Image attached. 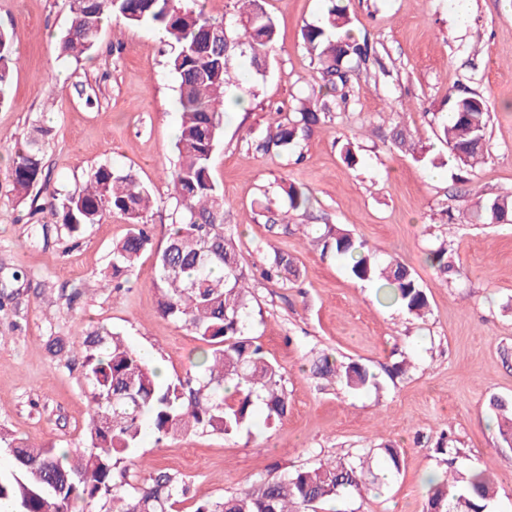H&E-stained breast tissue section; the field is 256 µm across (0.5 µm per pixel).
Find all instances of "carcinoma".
<instances>
[{"label":"carcinoma","instance_id":"1","mask_svg":"<svg viewBox=\"0 0 512 512\" xmlns=\"http://www.w3.org/2000/svg\"><path fill=\"white\" fill-rule=\"evenodd\" d=\"M230 24L209 17L186 0H70L68 27L59 42L60 54L80 60L93 50L111 19L116 25H146L160 31L171 47L167 65L177 76L180 130L169 169L168 202L172 228L157 249L152 287L166 319L178 322L207 345L185 374L159 381L154 366L122 337L105 327L76 334L69 346L88 387L90 412L84 447L33 448L0 432V446L9 450L15 467L0 472V502L12 512H86L99 505L104 512H171L186 498L188 482L167 472L150 473L133 483L126 462L146 434L160 443L192 430L236 436L251 433L257 409L267 423L280 421L289 410L283 374L262 346L247 335L252 293L239 259L234 233L224 224V193L211 175L216 146L224 134L225 103L236 99L242 72L255 86L265 75L268 53L277 45L278 29L264 0H234ZM350 17L340 0H327L321 19L302 29V38L317 61L323 85L300 99L284 120H274L255 149L296 151L318 125L334 119L331 101H345L353 80L377 62L367 38L349 29ZM15 58L10 33L0 31V100ZM448 117L433 130L448 148L459 172L482 166L490 151L487 100L458 89L448 93ZM50 128L32 124L24 147L13 158V190L30 194L41 179L43 150ZM288 209L307 208L310 195L290 183L282 188ZM153 203L150 189L130 171L100 165L65 194H50L45 209L69 233L100 224L117 213L132 225L112 249L113 289L152 246L146 214ZM471 222H512V192L477 197ZM314 241L346 261L353 277L378 284L384 296L409 315L422 317L428 298L411 270L397 260L379 261L364 241L333 224L316 229ZM448 243L426 253L427 262L453 283L456 270ZM261 275L286 283L299 275L295 259L285 251L266 253ZM313 375L336 378L360 390L375 375L351 361L320 356ZM496 426L512 447V410L493 398ZM364 461L325 459L283 476H269L220 501H204L194 512H317L325 501L366 486ZM495 494L482 473H457L430 480L425 512H493Z\"/></svg>","mask_w":512,"mask_h":512}]
</instances>
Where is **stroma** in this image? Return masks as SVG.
Returning a JSON list of instances; mask_svg holds the SVG:
<instances>
[{
	"label": "stroma",
	"mask_w": 512,
	"mask_h": 512,
	"mask_svg": "<svg viewBox=\"0 0 512 512\" xmlns=\"http://www.w3.org/2000/svg\"><path fill=\"white\" fill-rule=\"evenodd\" d=\"M280 41L257 88L242 85L243 111L231 114L212 161L227 202L240 260L255 279L248 329L281 368L290 402L280 422L228 437L188 432L155 444L146 439L128 463L131 476L166 470L191 485L175 512L197 500L234 495L268 474H286L324 455H366L377 489L322 504L319 512H423L431 478L447 469L437 451L451 435L452 467L494 482L496 512H512V448L502 443L491 397L512 398V224H470L475 194L512 192V0H350L353 31L368 36L383 69H370L336 117L313 130L297 154H261L252 141L278 115L322 83L301 39L325 0H266ZM69 0H0V30L14 35L18 65L0 104V431L37 447L78 448L88 419L77 365L49 343L74 330L105 325L134 347L151 346L168 378L184 375L203 348L190 329L161 316L151 287L157 246L172 222L163 172L174 160L177 80L161 32L106 25L89 59L60 56ZM486 98L493 150L476 177L461 183L432 129L446 116L450 90ZM52 128L45 146L44 194L18 199L12 148L33 120ZM405 130L426 159L390 143ZM362 156L357 167L343 143ZM133 172L151 188L147 214L153 249L112 290V246L130 226L120 215L73 237L43 211L46 192L74 189L91 168ZM309 190L308 210L288 212L269 232L258 203L283 200V185ZM311 224L349 230L384 260L407 264L429 311L416 319L377 302L372 283L355 279L344 260L322 255L304 234ZM450 241L462 271L448 284L425 261ZM292 254L297 281L258 280L261 248ZM329 354L367 366L373 386L352 390L314 377L313 360ZM406 373H398L401 364ZM398 449L389 473L382 448Z\"/></svg>",
	"instance_id": "stroma-1"
}]
</instances>
